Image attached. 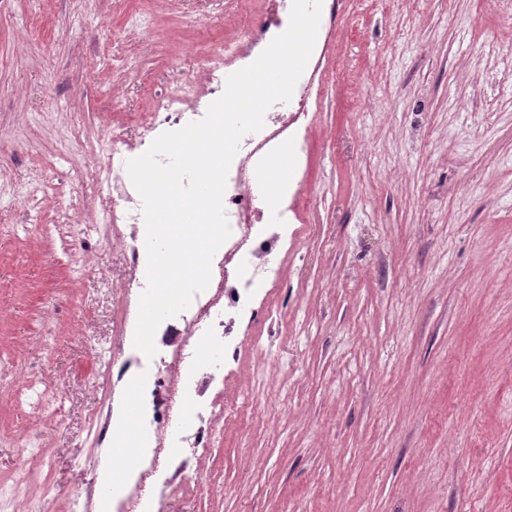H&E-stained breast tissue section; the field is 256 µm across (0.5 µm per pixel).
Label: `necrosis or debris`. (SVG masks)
I'll return each instance as SVG.
<instances>
[{"instance_id": "4bbe7bcc", "label": "necrosis or debris", "mask_w": 512, "mask_h": 512, "mask_svg": "<svg viewBox=\"0 0 512 512\" xmlns=\"http://www.w3.org/2000/svg\"><path fill=\"white\" fill-rule=\"evenodd\" d=\"M271 8L265 15L253 14L250 0H228L230 11L242 24L238 37L211 43L200 56L201 68L207 72L223 69L232 74L234 64L248 58L260 45H267L288 26L292 0H270ZM311 86L299 84L298 97L293 104L277 103L264 115V127L245 135L239 145L227 176L223 205L230 227V235L215 253L211 263V281L208 288L196 294L190 306L179 313L183 325L180 336L172 341L171 349L139 362V387L135 400L140 409L134 433L132 450L141 466L132 472L126 494L112 493L113 512H168L161 498L146 495L142 484L147 478L162 476L166 471L161 461L163 448L170 443L191 449L192 453L205 451L212 438L224 429L229 414L219 401L202 405L197 397L202 366L221 360L224 338L231 330L224 321V292L233 289L237 300L250 298L259 282H276L278 270L266 257L241 261L242 252L263 241L271 227L287 228L288 207H280L273 222H266L264 213L256 205L264 195V188L251 182V170L262 167L288 134L287 109L303 112L307 109ZM194 81H186L167 100L165 113H149L143 124L155 129L161 123L178 124L184 120H200V113H187L186 107L196 97ZM148 149L145 141L125 144L112 152V192L115 202L105 219L113 229L124 225L145 231L143 201L124 173L129 160ZM180 396L185 418L176 437H169L167 424L173 396Z\"/></svg>"}]
</instances>
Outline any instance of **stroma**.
Returning a JSON list of instances; mask_svg holds the SVG:
<instances>
[{
  "label": "stroma",
  "mask_w": 512,
  "mask_h": 512,
  "mask_svg": "<svg viewBox=\"0 0 512 512\" xmlns=\"http://www.w3.org/2000/svg\"><path fill=\"white\" fill-rule=\"evenodd\" d=\"M512 0H324L315 90L278 151L307 199L224 358L235 407L176 512H512ZM224 0H0V487L22 512H98L139 465L127 379L89 380L140 292L103 216L138 139ZM58 388L52 414L29 406ZM39 441L47 476L27 475ZM221 493H212V486Z\"/></svg>",
  "instance_id": "35a3bbf8"
}]
</instances>
